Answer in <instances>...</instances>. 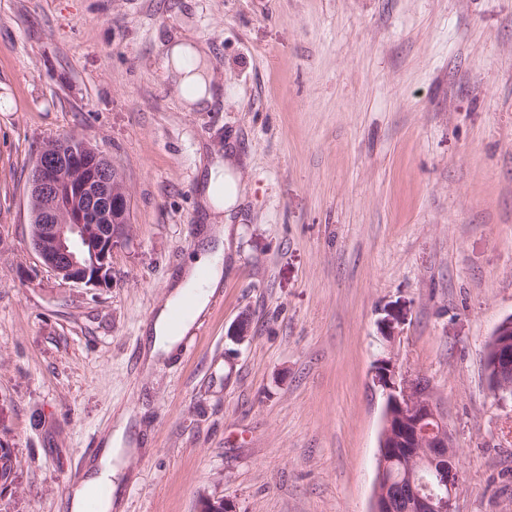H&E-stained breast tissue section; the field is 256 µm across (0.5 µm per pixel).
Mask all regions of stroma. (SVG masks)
<instances>
[{
	"mask_svg": "<svg viewBox=\"0 0 512 512\" xmlns=\"http://www.w3.org/2000/svg\"><path fill=\"white\" fill-rule=\"evenodd\" d=\"M182 33L224 88L202 112L160 55ZM72 135L128 190L108 288L29 247L30 167ZM227 150L223 284L148 364ZM511 314L512 0H0V512H71L123 410L121 512H371L382 357L431 385L456 512H512V402L483 369Z\"/></svg>",
	"mask_w": 512,
	"mask_h": 512,
	"instance_id": "stroma-1",
	"label": "stroma"
}]
</instances>
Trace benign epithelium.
<instances>
[{
    "instance_id": "7a95c632",
    "label": "benign epithelium",
    "mask_w": 512,
    "mask_h": 512,
    "mask_svg": "<svg viewBox=\"0 0 512 512\" xmlns=\"http://www.w3.org/2000/svg\"><path fill=\"white\" fill-rule=\"evenodd\" d=\"M28 186L29 245L42 264L65 282L109 287L112 250L129 233L127 190L119 172L87 145L75 151L55 141L37 153ZM484 371L493 396L512 399V315L489 337ZM373 382L382 389L384 405L372 512H396L403 498L412 512H455L458 451L431 386L399 373L391 359L377 361ZM398 458L407 475L397 493L381 486L380 476ZM198 512L233 510L222 498L206 497Z\"/></svg>"
}]
</instances>
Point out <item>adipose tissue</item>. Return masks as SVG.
I'll return each instance as SVG.
<instances>
[{
  "mask_svg": "<svg viewBox=\"0 0 512 512\" xmlns=\"http://www.w3.org/2000/svg\"><path fill=\"white\" fill-rule=\"evenodd\" d=\"M166 74L180 92L187 111L194 112L211 106L222 96L221 86L210 75L207 47L187 35L175 36L162 46ZM247 187L241 182L231 161L221 157L211 158L208 175L202 192L203 205L211 214L215 227L213 233L220 246L203 250L186 265L181 281L169 293L165 305L158 311L149 326L152 342L148 348L149 361L173 355L184 336L192 331L197 318L202 317L224 277V251L230 227L223 219L232 215L243 201ZM207 269L208 279L199 282L197 272ZM191 303L192 316L180 325H172L171 313L184 303ZM122 449L108 448L93 468L91 475L70 490L71 512H82L88 492L101 484H112L122 473Z\"/></svg>",
  "mask_w": 512,
  "mask_h": 512,
  "instance_id": "ef3b65f1",
  "label": "adipose tissue"
}]
</instances>
